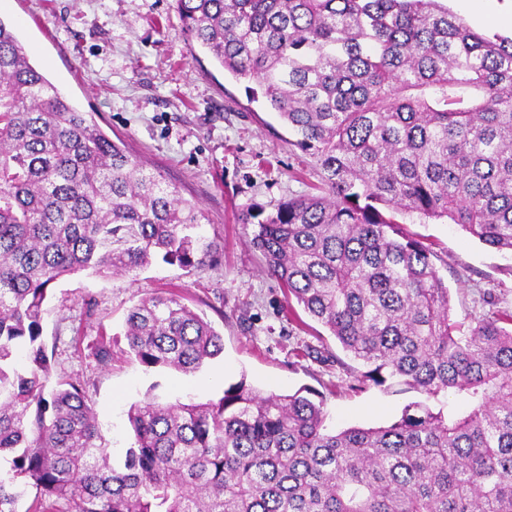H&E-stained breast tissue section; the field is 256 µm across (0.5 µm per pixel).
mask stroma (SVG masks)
<instances>
[{
  "label": "stroma",
  "mask_w": 512,
  "mask_h": 512,
  "mask_svg": "<svg viewBox=\"0 0 512 512\" xmlns=\"http://www.w3.org/2000/svg\"><path fill=\"white\" fill-rule=\"evenodd\" d=\"M0 19L76 107L198 204L204 235L224 244L217 266L204 271L159 261L126 276L82 271L51 284L42 332L57 349L53 371L88 380L114 460L132 441L129 406L151 388L166 400L204 402L242 379L265 393L309 387L324 394L333 431L387 424L420 400L396 381L353 388L356 363L336 339L307 313L287 317L284 290L238 216L254 203L270 210L315 193L323 173L277 114L250 101L244 83L191 39L174 0H6ZM395 220L430 246L457 320L471 326L492 312H512V254L445 220ZM170 292L220 332L221 356L189 375L147 371L119 353L106 367L89 357L87 341L121 333L134 304Z\"/></svg>",
  "instance_id": "obj_1"
}]
</instances>
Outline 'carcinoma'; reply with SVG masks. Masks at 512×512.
Segmentation results:
<instances>
[{"label":"carcinoma","mask_w":512,"mask_h":512,"mask_svg":"<svg viewBox=\"0 0 512 512\" xmlns=\"http://www.w3.org/2000/svg\"><path fill=\"white\" fill-rule=\"evenodd\" d=\"M194 39L248 83L323 171L319 192L238 216L287 298L362 369L426 396L386 426L327 431L325 397L265 395L246 379L218 400L147 391L134 439L110 462L86 382L51 383L48 286L157 259L203 270L221 243L201 209L34 67L0 20V512H512V314L463 328L421 241L383 209L445 219L512 252V38L474 30L439 0H175ZM120 339L86 345L100 365ZM145 370L200 371L224 351L169 293L126 318ZM23 353L26 369L12 366ZM465 395L461 417L435 411Z\"/></svg>","instance_id":"cac0c4a2"}]
</instances>
